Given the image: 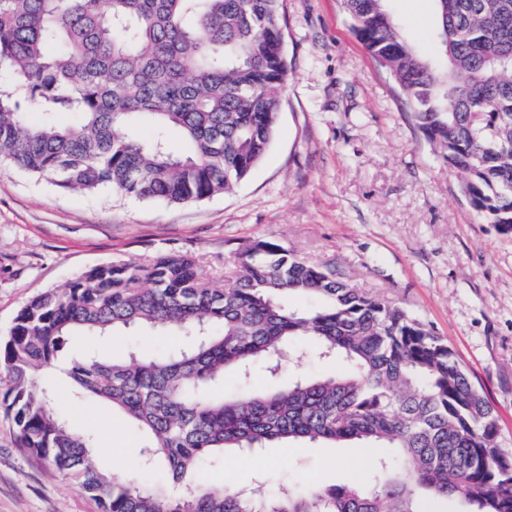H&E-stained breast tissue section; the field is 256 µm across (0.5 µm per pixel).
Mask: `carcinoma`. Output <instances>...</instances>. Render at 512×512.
Wrapping results in <instances>:
<instances>
[{
  "instance_id": "1",
  "label": "carcinoma",
  "mask_w": 512,
  "mask_h": 512,
  "mask_svg": "<svg viewBox=\"0 0 512 512\" xmlns=\"http://www.w3.org/2000/svg\"><path fill=\"white\" fill-rule=\"evenodd\" d=\"M352 30L482 221L512 234V0L435 3L439 60L419 53L387 0H343ZM0 166L62 189L111 188L184 204L229 194L273 137L288 76L280 0H0ZM39 112L30 125L26 113ZM78 116L70 126L58 113ZM149 121L156 136L134 127ZM174 128L186 151L171 154ZM295 297L315 302L299 308ZM142 327L181 336L161 356L72 359L68 391L99 398L146 434L147 486L94 462L92 434L49 407L67 338ZM346 370L281 383L294 342ZM262 369L269 390L250 389ZM0 409L20 447L80 484L100 512H421L424 496L512 512V453L496 413L427 324L327 265L258 239L223 279L193 256L99 264L30 299L0 340ZM241 389L224 394L228 372ZM373 452L364 483L272 495L199 483L200 463L270 442Z\"/></svg>"
}]
</instances>
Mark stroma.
<instances>
[{"label":"stroma","instance_id":"1","mask_svg":"<svg viewBox=\"0 0 512 512\" xmlns=\"http://www.w3.org/2000/svg\"><path fill=\"white\" fill-rule=\"evenodd\" d=\"M388 8L414 47L433 54V0H388ZM280 12L288 79L279 120L232 193L172 205L65 190L0 168V336L28 299L96 264L178 251L219 274L250 241L274 240L432 327L494 407L498 442L512 452V235L480 221L460 174L418 131L341 0H281ZM182 344L135 330L66 349L109 358ZM51 407L94 432L99 467L163 480L162 470L135 467L145 437L109 405L63 394ZM239 458L226 451L223 465L199 469V481L247 490L260 480L276 493L344 485L373 464L348 448L296 442L259 450L246 475ZM0 512H98L79 485L19 447L1 412Z\"/></svg>","mask_w":512,"mask_h":512}]
</instances>
